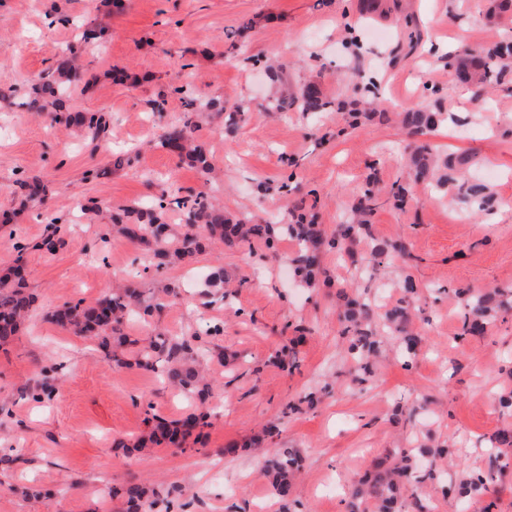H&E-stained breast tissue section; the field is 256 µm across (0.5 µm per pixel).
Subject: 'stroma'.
I'll use <instances>...</instances> for the list:
<instances>
[{
	"instance_id": "1",
	"label": "stroma",
	"mask_w": 512,
	"mask_h": 512,
	"mask_svg": "<svg viewBox=\"0 0 512 512\" xmlns=\"http://www.w3.org/2000/svg\"><path fill=\"white\" fill-rule=\"evenodd\" d=\"M358 3L124 0L118 11L104 0H0L2 88L28 87L84 30L108 34L105 46L83 56L89 87L68 101L70 109L104 115V141L78 138L19 103H0V212L12 215L0 224V275L23 262L36 297L29 320L0 348V457L10 459L0 466V512H125L115 488L142 481L165 493L146 512H344L353 481L403 448H446L459 475L490 471L486 438L512 429V414L491 398L512 391V312L485 335L465 336L463 306L451 292L512 289V67L488 93L466 96L448 58L511 43L512 15L489 18L492 0H383L382 15L366 19ZM408 13L421 33L414 46L403 24ZM275 56L289 62V91L315 82L326 98L350 101L372 85L390 120L351 129L334 110L317 118L266 111L270 81L261 62ZM189 94L252 107L229 136L221 120L199 124L197 141L222 168L220 182L157 145ZM157 99L163 111H152ZM412 106L456 120L422 137L397 118ZM421 144L467 157L466 181L486 185L493 206L478 211L457 191L413 182L409 155ZM116 150L132 157L120 170L112 167ZM373 166L380 188L408 183L404 203L375 212L369 236L351 253L325 249L327 277L311 284L295 279L298 245L284 234L272 252L260 241L210 245L189 263L159 268L112 230L119 206L156 198L174 174L183 196L220 198L236 218L285 215L306 200L331 232ZM31 177L48 195L16 210L9 189ZM287 178L296 191L264 198L255 191L257 181ZM52 218L63 243L46 252L38 244ZM386 244L402 246V256L369 269L365 255ZM218 264L226 282L214 294L205 283ZM408 277L419 286L411 301L419 355L405 363L396 338L380 333L370 377L352 382L337 291L380 315L402 299ZM117 282L147 295L161 282L178 286L160 312L125 326L123 368L113 367L96 340L45 318L66 303L93 304ZM213 324L223 335H207ZM157 331L223 352L208 364L206 399L134 366L135 340ZM55 363V391L40 398L43 370ZM315 390L316 407L285 415L288 403ZM206 409L215 415L196 448L130 454L121 447L155 419ZM273 420L281 433L264 440ZM284 448L303 458L286 502L260 475ZM493 474L494 512H512V467Z\"/></svg>"
}]
</instances>
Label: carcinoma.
<instances>
[{
    "instance_id": "carcinoma-1",
    "label": "carcinoma",
    "mask_w": 512,
    "mask_h": 512,
    "mask_svg": "<svg viewBox=\"0 0 512 512\" xmlns=\"http://www.w3.org/2000/svg\"><path fill=\"white\" fill-rule=\"evenodd\" d=\"M103 31L86 32L71 43L54 66L42 73L30 85L27 100L23 105L37 115H51L58 118V112L65 108L73 89L85 83L86 72L80 59L93 40L105 38ZM512 60V44H499L480 53H465L448 58V67L455 74L459 84L465 86L489 85L498 80L502 69ZM332 107L316 83L304 85L299 92L286 90L273 95L266 106L269 112H304L317 115ZM208 113L224 116V134L233 133L248 119L247 110L240 105L226 107L224 101L211 99L201 101L192 98L185 102L183 118L172 124L159 138L160 146L168 152L186 159L203 174L214 171L212 156L197 143L195 132L199 127L198 118ZM402 124L418 135H428L448 123L452 115L446 112L426 111L410 108L400 113ZM67 127L78 131L84 138L94 142L106 133L104 117L95 113L68 111L63 115ZM412 173L415 181H435V186L457 182L456 172L468 163V158L448 155L442 157L423 146L411 156ZM465 189V196L474 200L480 209H485L491 197L485 194L481 184H459ZM14 193L20 198V205L41 198L46 193L45 185L37 178L18 179ZM174 204L182 211L189 230L173 238L165 235L159 239L154 227L165 224L163 215L167 205ZM379 204V191L373 183L356 199L352 217L338 226L332 244L338 246L343 241L366 230L368 218L374 214ZM118 230L126 237L144 244L157 266L190 259L203 252L204 238L233 245L249 239L271 242L274 228L269 223L250 222L245 219L229 220L224 217V207L212 197L198 194L191 199L183 198L174 192L162 195L157 201L136 203L120 209L112 218ZM282 231L295 238L299 251L292 259L297 275L303 282H309L320 270L321 250L325 233L315 218L300 213L290 223L282 225ZM22 265H16L11 272L0 277V346L9 344L21 329L35 299L26 290ZM177 296V290L169 286L156 289L146 298L136 288H118L104 293L95 304L65 305L53 310L49 318L63 329L93 336L108 345L110 339L118 344L125 342L120 327L132 312L139 309L150 316L165 306V299ZM463 298V333L481 336L487 327L507 309L509 302L503 299L504 293L495 289L469 288L459 293ZM344 329L342 334L349 338L348 358L356 369L364 368V361L377 351L374 315L367 304L354 299L345 301ZM410 311L404 303L387 310L383 325L398 336L403 355L412 359L417 355L420 338L409 329ZM189 345L183 339L158 333L146 339L138 351L136 364L165 378L169 383L193 394L209 392V384L204 382L200 372V362L209 356L208 352L189 355ZM209 425L207 415L191 414L172 426L162 420L157 421L152 431L133 439L128 447L134 451L151 445L171 444L183 447L187 439L199 428ZM496 451L494 462L512 457V432L502 430L489 439ZM440 448H418L401 450L400 461L355 484L349 491L346 512H430V505L422 496L421 489L439 477L437 461L442 456ZM300 468L299 458L291 451L269 462L264 475L273 494L287 501L293 488L294 473ZM458 499L469 502L481 499L487 492V477L465 475L452 487ZM127 512H144L145 506L157 492L147 485L134 484L124 490Z\"/></svg>"
}]
</instances>
